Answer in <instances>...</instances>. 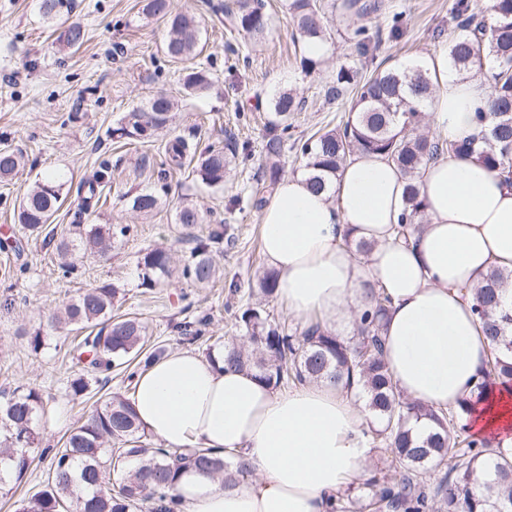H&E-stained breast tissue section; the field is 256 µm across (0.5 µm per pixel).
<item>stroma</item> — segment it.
I'll use <instances>...</instances> for the list:
<instances>
[{"mask_svg":"<svg viewBox=\"0 0 512 512\" xmlns=\"http://www.w3.org/2000/svg\"><path fill=\"white\" fill-rule=\"evenodd\" d=\"M176 2L195 15L199 26V48L184 60L167 55V23L145 15L144 0H71L70 21L86 29L84 44L72 54L57 51L61 28L43 17L40 0H0V149L21 151L26 160L12 181L0 183V389L22 384L41 389L37 428L46 446L60 447L63 436L85 421L102 387L94 382L86 397L72 396L74 365L68 350L73 331H55L44 349L30 350L29 336L46 315L84 288L108 282L122 292L114 314L144 324L146 347L184 349L175 324L202 316L209 320V339L195 343V351L223 347L237 333L236 312L225 306L231 285L248 290L266 268L255 194L268 175L264 148L272 99L290 89L305 100L283 142V172L289 175L302 168L304 141L349 116V99L325 96L340 64L367 75L382 61L394 65L423 57L455 27L456 0H384L382 11L366 24L382 34L374 58L368 59L355 50L353 32L363 25L360 19L343 17L340 0H317L334 35L322 65L308 74L301 66L305 48L296 40L285 0H265L270 31L258 38L226 31L225 14L235 9L236 0ZM193 70L207 74L208 90L185 88L184 78ZM161 91L176 103L168 127L148 143L113 142L109 130L125 112L145 106ZM177 136L201 151L224 146L232 137L248 143L251 156L233 163L220 188L203 185L190 161L159 182L165 144ZM99 170L108 181L107 201L79 214L76 191ZM51 173L70 188L53 221L57 229L80 222L131 227L111 256L77 254L67 277L58 268L54 243L28 236L14 222L24 189ZM144 190L160 192V208L149 215L131 212L126 197ZM187 199L197 202L204 215L198 235H206L210 225L226 224L236 237L234 246L214 252L218 274L207 285L181 275L193 243L184 238L175 214ZM154 247L170 249L176 273L145 289L137 261Z\"/></svg>","mask_w":512,"mask_h":512,"instance_id":"1","label":"stroma"}]
</instances>
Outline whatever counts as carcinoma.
I'll return each mask as SVG.
<instances>
[{
    "label": "carcinoma",
    "instance_id": "1",
    "mask_svg": "<svg viewBox=\"0 0 512 512\" xmlns=\"http://www.w3.org/2000/svg\"><path fill=\"white\" fill-rule=\"evenodd\" d=\"M69 0H41L43 16L53 19L68 7ZM296 31L306 44L328 42L326 28L314 0H287ZM343 8L366 20L382 9L381 0H346ZM145 13L169 23L166 49L173 58L192 55L198 45L196 17L177 8L175 0H146ZM453 19L455 30L448 39V65L460 71L477 69L486 76L491 90L487 107L476 112L481 135L461 143H450L437 136L418 132L427 101L434 86L418 60L384 67L379 65L368 77L350 67H341L336 81L326 92L330 100L351 94L350 116L343 126L317 132L301 147L303 171L311 188L329 189L340 168L356 153L381 152L408 177V213L401 218L398 235L408 237L421 223L424 203L416 179L420 169L448 150L458 155H474L489 169L512 175V0H493L490 14L471 12L470 0H457ZM230 29L259 37L268 29V16L262 0H236L227 13ZM369 28L354 31L355 48L361 56L374 50ZM85 41V30L72 23L57 38L58 49L69 51ZM304 101L292 92H281L271 103L274 127L288 130V116L302 110ZM174 104L165 94L149 100L146 106L126 113L112 128L115 139L150 140L172 119ZM281 137L273 135L266 143L270 169L278 167ZM209 148L192 150L187 140L177 137L165 145L164 166L180 169L189 157L196 159V172L203 184H224L227 156ZM24 155L0 150V181L8 182L24 166ZM102 177L83 183L86 196L79 209L86 211L101 195ZM65 183L54 177L38 180L27 188L20 201L18 223L31 235L48 229L63 205ZM130 209L147 214L159 205L154 192L128 197ZM204 217L193 204L177 209L176 223L187 230L203 223ZM129 227L112 224H73L58 238L56 251L62 256L90 251L106 256L112 244L126 236ZM182 274L198 284L215 276L212 253L231 243L233 234L221 225L205 237H193ZM141 286L153 288L171 273V254L162 248L144 252L137 263ZM512 289V272L492 268L471 289L474 312L483 336L494 351L484 369L483 390L496 379L512 387V305L503 299ZM120 295L111 283L85 289L59 308L48 320L50 331L66 326L88 330L78 343L79 355L86 361L77 377L70 380L75 397H82L89 380L100 379L114 368L129 371L134 378L164 350L155 348L143 354L145 328L133 318H114L112 308ZM389 299L371 289L368 307L362 312L352 337L345 339L324 331L317 321L310 322L301 335L288 332L259 303L238 307L236 323L244 349L236 340L224 344V364L257 372L260 380L279 387L289 383L319 380L349 387L362 386L366 406L376 421L370 430L372 444L389 449L394 476L372 477L362 483V494L339 500L332 512H512V448H490L458 425L460 414L469 411L465 399L456 409L440 410L410 402L398 391L383 355L379 336ZM207 319L176 324L184 340L195 343L203 338ZM43 394L32 386L0 391V490L11 480H20L30 468L41 437L36 427ZM145 432L137 423L130 399L103 394L88 418L66 437L62 447L51 448L48 479L43 489L17 501L16 512H175L172 485L181 470L196 467L224 480H245L249 465L233 455L218 456L207 448L167 449L143 441Z\"/></svg>",
    "mask_w": 512,
    "mask_h": 512
}]
</instances>
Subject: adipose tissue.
<instances>
[{
  "mask_svg": "<svg viewBox=\"0 0 512 512\" xmlns=\"http://www.w3.org/2000/svg\"><path fill=\"white\" fill-rule=\"evenodd\" d=\"M426 67L437 133L451 142L477 137L486 78L449 68L441 44ZM407 184L387 157L362 153L345 163L332 196L312 193L301 175L280 179L260 224L276 295L289 316L317 317L338 333L353 329L367 286L383 289L392 304L381 337L398 390L433 408L474 398L463 425L511 448L512 392L474 396L491 349L471 290L490 266L512 270V183L476 159L445 154L422 167L426 222L402 239ZM351 240L369 244L367 254L357 256ZM131 402L140 427L165 447L239 453L255 473L222 483L183 470L172 490L178 512H329L367 478V414L350 388L307 382L279 391L253 371L225 368L223 353L183 349L139 373Z\"/></svg>",
  "mask_w": 512,
  "mask_h": 512,
  "instance_id": "ef3b65f1",
  "label": "adipose tissue"
}]
</instances>
